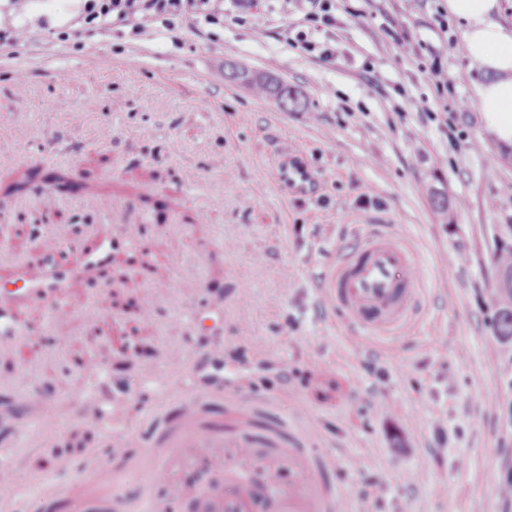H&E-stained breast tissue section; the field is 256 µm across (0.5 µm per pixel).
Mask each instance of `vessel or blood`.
Listing matches in <instances>:
<instances>
[{
    "label": "vessel or blood",
    "mask_w": 512,
    "mask_h": 512,
    "mask_svg": "<svg viewBox=\"0 0 512 512\" xmlns=\"http://www.w3.org/2000/svg\"><path fill=\"white\" fill-rule=\"evenodd\" d=\"M278 177L300 191L310 173L288 156L280 161ZM352 232L356 247L333 258L320 283L323 306L366 341L408 333L425 308L412 249L384 224L356 225ZM195 366L189 356L165 352L161 375L178 373L180 383L162 390L167 412L148 436L124 428L122 402H104L84 414L86 428L107 435L110 454L94 465L98 492L88 502L89 512H175L185 502L198 512H346L350 490L327 483L336 467L334 451L306 448L299 420L280 418L271 402L248 395L234 397V420L225 422L212 407L217 391L197 384ZM33 401L39 431L52 439L59 427L57 401L45 395ZM11 455V449L0 450L1 494L32 480L29 470L11 464ZM114 457L146 464L149 475L139 500L123 497L110 463ZM225 482L233 493H223Z\"/></svg>",
    "instance_id": "b4317fda"
}]
</instances>
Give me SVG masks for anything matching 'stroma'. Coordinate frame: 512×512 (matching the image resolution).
<instances>
[{
  "label": "stroma",
  "mask_w": 512,
  "mask_h": 512,
  "mask_svg": "<svg viewBox=\"0 0 512 512\" xmlns=\"http://www.w3.org/2000/svg\"><path fill=\"white\" fill-rule=\"evenodd\" d=\"M76 5L0 0V18L27 27L0 49V114L13 116L0 138L14 148L0 156V293L40 274L72 313L61 324L49 303L21 305V337L0 336V446L33 475L0 502L52 512L53 489L92 491L89 457H107L108 439L81 424L93 385L82 362L106 367L142 428L158 414L147 379L163 349L219 341L223 363L199 361L198 375L224 378L220 408L239 393L274 399L284 418L305 407L310 448L335 450L333 481L360 512H512L500 492L512 474V347H494L491 330V257L512 243V148L475 107L482 77L462 29L440 32L436 0L409 13L401 0H336L327 62L289 47L293 0H226L223 26L202 37L181 28L145 41L116 25L59 39L41 15L70 19ZM437 55L456 79L446 100L427 73ZM238 67L288 85L296 104L257 97L232 77ZM443 110L454 135L427 117ZM288 149L312 171L305 192L277 177ZM375 222L416 251L429 306L387 347L354 344L318 292L331 254L352 243L349 225ZM126 223L141 227L135 242ZM34 390L59 404L49 441ZM62 459L71 470L57 469Z\"/></svg>",
  "instance_id": "1"
}]
</instances>
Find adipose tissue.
Masks as SVG:
<instances>
[{"label":"adipose tissue","instance_id":"obj_1","mask_svg":"<svg viewBox=\"0 0 512 512\" xmlns=\"http://www.w3.org/2000/svg\"><path fill=\"white\" fill-rule=\"evenodd\" d=\"M462 28L469 59L483 73L476 107L494 138L512 146V26L500 19L499 0H445Z\"/></svg>","mask_w":512,"mask_h":512}]
</instances>
